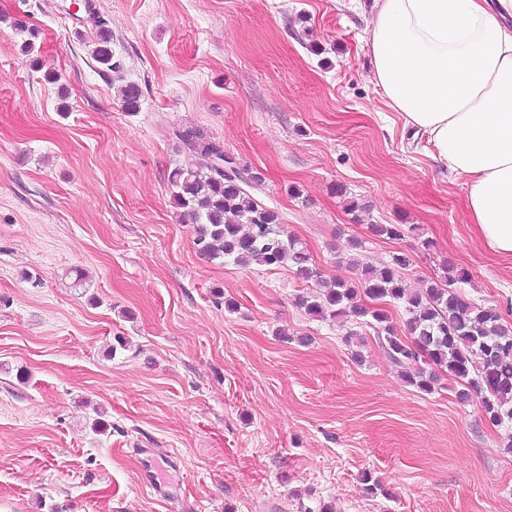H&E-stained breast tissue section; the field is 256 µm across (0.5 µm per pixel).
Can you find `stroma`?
Segmentation results:
<instances>
[{
    "label": "stroma",
    "instance_id": "35a3bbf8",
    "mask_svg": "<svg viewBox=\"0 0 512 512\" xmlns=\"http://www.w3.org/2000/svg\"><path fill=\"white\" fill-rule=\"evenodd\" d=\"M69 3L0 0V512H512V427L309 318L289 268L200 256L172 204L203 128L324 277L403 251L409 288L465 268L512 324V256L372 80L373 0H93L117 78ZM86 12H88V19L96 33L92 49L94 60L104 72H120L123 69V61L112 52V34L107 20L94 11L89 3L86 4ZM143 97V91L135 83L122 84L118 90V100L121 107L129 113L140 111Z\"/></svg>",
    "mask_w": 512,
    "mask_h": 512
}]
</instances>
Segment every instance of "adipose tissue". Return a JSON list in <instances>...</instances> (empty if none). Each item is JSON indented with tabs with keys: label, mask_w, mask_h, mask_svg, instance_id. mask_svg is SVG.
I'll return each mask as SVG.
<instances>
[{
	"label": "adipose tissue",
	"mask_w": 512,
	"mask_h": 512,
	"mask_svg": "<svg viewBox=\"0 0 512 512\" xmlns=\"http://www.w3.org/2000/svg\"><path fill=\"white\" fill-rule=\"evenodd\" d=\"M373 79L465 180L469 222L512 255V0H374Z\"/></svg>",
	"instance_id": "1"
}]
</instances>
